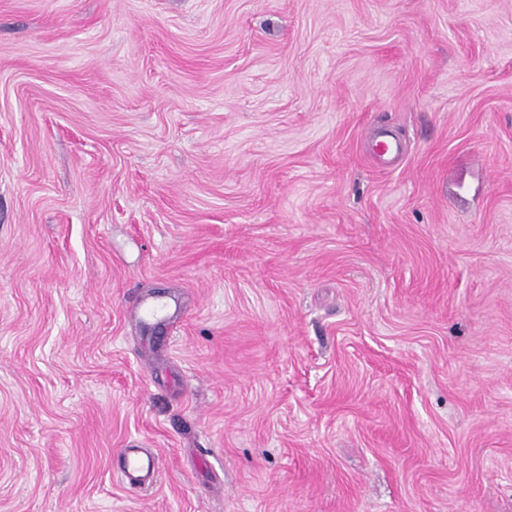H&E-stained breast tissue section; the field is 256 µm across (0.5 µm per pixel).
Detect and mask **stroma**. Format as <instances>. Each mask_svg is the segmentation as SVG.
<instances>
[{
    "label": "stroma",
    "mask_w": 512,
    "mask_h": 512,
    "mask_svg": "<svg viewBox=\"0 0 512 512\" xmlns=\"http://www.w3.org/2000/svg\"><path fill=\"white\" fill-rule=\"evenodd\" d=\"M0 512H512V0H0ZM157 464L155 456H143L135 448H127L124 453V479L129 485L140 484L144 477L153 471Z\"/></svg>",
    "instance_id": "35a3bbf8"
}]
</instances>
